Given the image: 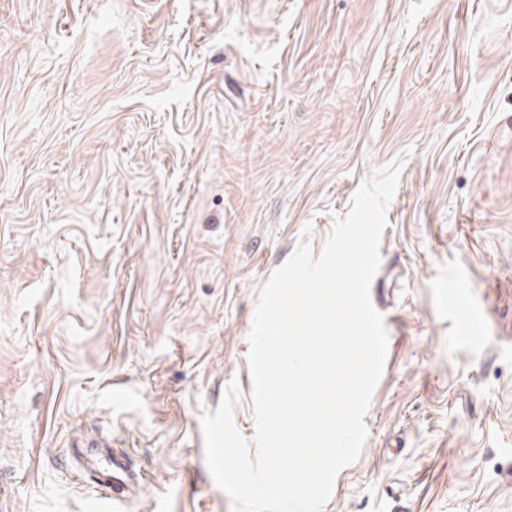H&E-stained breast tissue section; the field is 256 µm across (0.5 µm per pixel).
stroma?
Instances as JSON below:
<instances>
[{
  "label": "stroma",
  "mask_w": 512,
  "mask_h": 512,
  "mask_svg": "<svg viewBox=\"0 0 512 512\" xmlns=\"http://www.w3.org/2000/svg\"><path fill=\"white\" fill-rule=\"evenodd\" d=\"M391 348L320 512H512V0H0V512H232L258 291L393 161ZM465 285L460 314L448 282ZM108 458L104 465L99 464L92 457L91 464L85 466V474L96 487L97 494L88 499L87 511L101 512L105 504L112 501V505L121 500L120 494L125 487H136L142 477L139 471L134 470L128 463L124 453L116 452L112 448H104Z\"/></svg>",
  "instance_id": "obj_1"
}]
</instances>
